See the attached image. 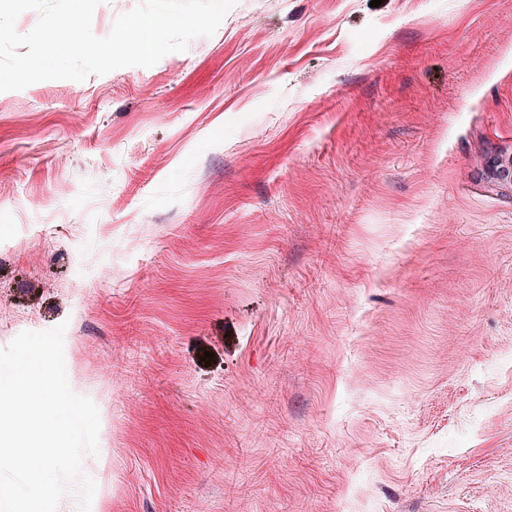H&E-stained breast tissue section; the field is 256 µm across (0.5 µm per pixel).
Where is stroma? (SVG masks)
Returning a JSON list of instances; mask_svg holds the SVG:
<instances>
[{"mask_svg": "<svg viewBox=\"0 0 512 512\" xmlns=\"http://www.w3.org/2000/svg\"><path fill=\"white\" fill-rule=\"evenodd\" d=\"M510 152L512 0L0 92V348L65 324L91 512H512ZM488 179L493 186L512 193V154L494 158L488 168Z\"/></svg>", "mask_w": 512, "mask_h": 512, "instance_id": "obj_1", "label": "stroma"}]
</instances>
